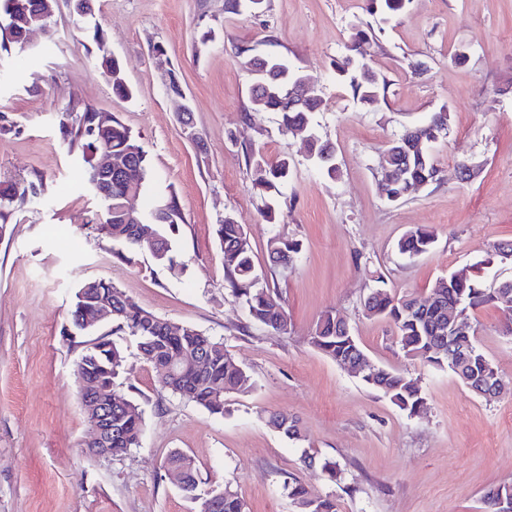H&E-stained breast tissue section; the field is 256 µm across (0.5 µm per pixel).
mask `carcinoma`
<instances>
[{"label": "carcinoma", "instance_id": "obj_1", "mask_svg": "<svg viewBox=\"0 0 512 512\" xmlns=\"http://www.w3.org/2000/svg\"><path fill=\"white\" fill-rule=\"evenodd\" d=\"M410 0H366L365 11L369 14L380 12L393 16L403 11ZM372 37L371 29L359 21L351 25V50ZM97 45V63L112 68V91L120 97H128L131 90L127 85L122 65L111 57L104 33L94 30ZM254 65L266 71L264 83L250 88L249 112L245 119L251 120L258 112H275L280 118V129L284 135L305 140L310 159L318 172L329 179H335L338 167L336 155L324 150L325 141L316 133L314 115L321 111L323 99L314 94L307 107L295 109L289 106L288 73L280 69L286 61L277 56L254 57ZM337 74L352 97L363 106L377 107L385 80L363 60L347 56L336 65ZM99 111L87 104L73 101L56 109L58 130L68 153L76 156L83 164L85 182L96 181L91 155L93 139L91 132L99 130ZM450 111L442 108L432 113L425 124L407 129L394 139L382 152L380 167L390 169L391 177L385 182V199L397 203L408 199L414 187L432 184L439 180L440 170L430 153H421L418 144L430 139L440 140L448 134ZM112 127L100 130V142L112 149V154L123 159L130 173L114 176L108 183L110 204L105 206L104 215L96 230L100 235L118 245L113 256L125 262L133 256L148 251L160 263L174 270L177 262L171 255L170 234L183 223L176 192L172 189L163 196L154 208L146 210L140 200L153 180V168L148 152L139 139L118 115H112ZM248 166L253 177V187L259 194L280 193V186L290 177V161L283 155L276 161H269L260 149L247 150ZM36 185L27 181L0 183V234L5 231L8 219L15 207L25 204L34 195ZM148 226L153 230V240H144L141 229ZM215 234L222 253L224 265V288L241 299L248 310L250 319L267 329L284 333L288 330V314L279 291L270 287L269 280L257 270L253 249L248 233L233 214H224L216 225ZM438 240L437 231L431 227H416L407 231L398 241L400 254L414 258L430 251ZM267 250L272 266L283 273L292 268L301 252V244L293 238L272 235L267 241ZM89 287L86 294L75 293V300L69 310V328L76 334L85 333V328L97 329L93 324L96 310L95 300L100 296L112 297V333H128L139 340V347L154 352V367L172 364L175 372L161 380L162 387L172 394L191 401L214 415H224V396L228 393H247L252 387L250 376L224 347V343L187 325L181 326V333L172 336L168 332L169 320L139 306L112 283L103 279L80 283L79 288ZM435 295L436 300L429 307L420 301ZM372 301L364 302V311L370 317H387L397 330V343L407 358H421L437 366L453 369L448 353L426 355L440 330L448 327V308L461 305L464 310L476 309L493 304L498 297V288H488L481 276L474 274L464 282H455L444 277L435 281L421 296H393L381 289L370 293ZM310 343L325 356L343 367L346 363L364 354L354 335H345L341 321L333 310L324 312L317 320L310 336ZM473 355L457 374L460 381L465 378L494 382L501 378L498 369L484 353L472 345ZM202 352L208 357V364L202 371L190 365L179 364L180 356L187 352ZM85 356L83 370L100 380L105 392H112L114 379L124 363L122 348L103 337L94 339L83 349ZM374 382L363 380L367 386L382 392L400 410L409 415L419 413L425 404V397L418 379L406 373L375 367ZM277 427L292 439H301L299 421L284 412L271 414ZM112 427L118 428L119 435L112 437V456L122 457L139 446L143 432L142 413L129 417L112 413ZM288 495L300 507L301 512H336L335 500L329 495L315 493L305 487L298 477L290 476L284 483ZM222 497L216 512H245V504L231 484L221 488ZM512 497V484H502L489 490L483 497L485 512H497L496 496Z\"/></svg>", "mask_w": 512, "mask_h": 512}]
</instances>
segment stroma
<instances>
[{
  "label": "stroma",
  "instance_id": "35a3bbf8",
  "mask_svg": "<svg viewBox=\"0 0 512 512\" xmlns=\"http://www.w3.org/2000/svg\"><path fill=\"white\" fill-rule=\"evenodd\" d=\"M361 4L266 0L256 16L227 10L224 0H98L96 19L129 98L113 94L92 25H74L65 0L55 9L54 39L37 32L31 49L0 52V115L13 126L0 136V182L40 186L0 237V512H191L166 472L175 451L193 460L203 482H231L246 512H297L283 488L293 474L333 495L337 512H483V494L512 482V392L488 402L448 369L406 359L392 322L363 310L380 278L393 295H420L482 260L486 286L512 279V265L492 254L494 243L512 239V0H411L392 19L368 16L375 37L362 51L387 81L374 111L336 80ZM251 54L281 56L315 79L324 106L314 122L336 147V179L323 178L303 144L282 134L276 113L245 122ZM170 69L200 143L182 132L166 91ZM72 100L117 114L134 132L154 168L150 196L175 190L184 222L171 246L180 272L148 252L119 261L95 231L104 208L56 125L55 107ZM443 106L449 133L433 148L442 181L387 203L378 191L382 150ZM249 142L271 160L287 154L292 166L281 192L294 204L274 228L302 245L293 269L274 278L288 313L284 334L251 321L224 288L214 233L224 213L245 226L258 268H270L274 229L260 216ZM461 159L476 166L466 182L457 177ZM421 225L436 229V247L412 260L399 255L397 240ZM88 278L222 340L252 391L227 394L223 415L211 414L163 391L137 339L116 336L126 362L115 391L139 404L143 439L120 458L89 453L73 377L88 338L63 333ZM328 310L346 320L371 362L418 378V415L311 345ZM511 320V308L489 304L471 313L469 330L512 382V336L502 333ZM279 411L299 419L301 440L269 425ZM306 450L336 461L342 481L330 482L319 464L302 466Z\"/></svg>",
  "mask_w": 512,
  "mask_h": 512
}]
</instances>
